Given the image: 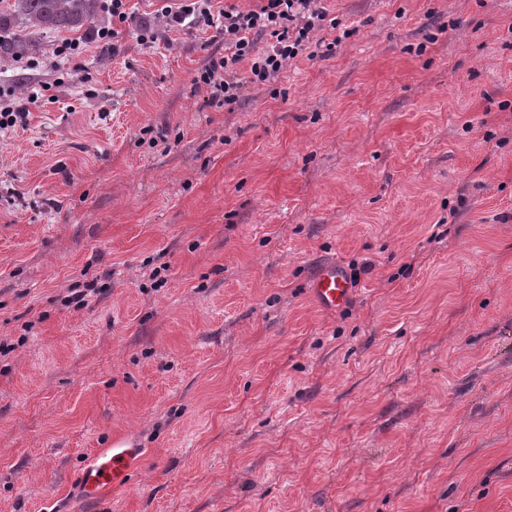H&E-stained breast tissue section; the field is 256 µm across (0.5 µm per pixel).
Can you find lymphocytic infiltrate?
I'll use <instances>...</instances> for the list:
<instances>
[{
    "mask_svg": "<svg viewBox=\"0 0 512 512\" xmlns=\"http://www.w3.org/2000/svg\"><path fill=\"white\" fill-rule=\"evenodd\" d=\"M166 28L216 29L224 34L223 56L211 57L195 82L225 106L247 87L274 81L290 60L309 49L328 21L323 0H265L258 9L216 8L215 0H171L162 7ZM248 64L240 73V64Z\"/></svg>",
    "mask_w": 512,
    "mask_h": 512,
    "instance_id": "f902f5d3",
    "label": "lymphocytic infiltrate"
}]
</instances>
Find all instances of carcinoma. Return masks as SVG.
Here are the masks:
<instances>
[{"label": "carcinoma", "instance_id": "1", "mask_svg": "<svg viewBox=\"0 0 512 512\" xmlns=\"http://www.w3.org/2000/svg\"><path fill=\"white\" fill-rule=\"evenodd\" d=\"M101 11V0H14L10 11H0V61L29 53L42 32L81 31Z\"/></svg>", "mask_w": 512, "mask_h": 512}]
</instances>
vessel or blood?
Returning <instances> with one entry per match:
<instances>
[{
  "label": "vessel or blood",
  "instance_id": "b4317fda",
  "mask_svg": "<svg viewBox=\"0 0 512 512\" xmlns=\"http://www.w3.org/2000/svg\"><path fill=\"white\" fill-rule=\"evenodd\" d=\"M312 290L317 302L325 309L344 306L350 295V283L334 266L324 268L314 279ZM142 458L140 448L116 441L111 447L98 449L78 474V490L88 500L109 497L127 486L132 471Z\"/></svg>",
  "mask_w": 512,
  "mask_h": 512
}]
</instances>
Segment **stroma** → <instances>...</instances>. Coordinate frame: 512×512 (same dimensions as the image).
I'll return each instance as SVG.
<instances>
[{"instance_id":"1","label":"stroma","mask_w":512,"mask_h":512,"mask_svg":"<svg viewBox=\"0 0 512 512\" xmlns=\"http://www.w3.org/2000/svg\"><path fill=\"white\" fill-rule=\"evenodd\" d=\"M325 6L231 110L158 0L0 63V512H512V0ZM107 2H110L109 7L112 15V29L102 28L96 32L97 38L104 44H108L107 42H109L111 38L112 40L114 39L115 33H117V30L114 29V24H125L131 18V13L127 8V0H108ZM317 302L327 310H336L346 304L350 295V283L336 265L324 268L312 282ZM142 452V448L122 441L112 442V448L98 449L78 474L79 494L87 500L112 496L116 489L127 486Z\"/></svg>"}]
</instances>
